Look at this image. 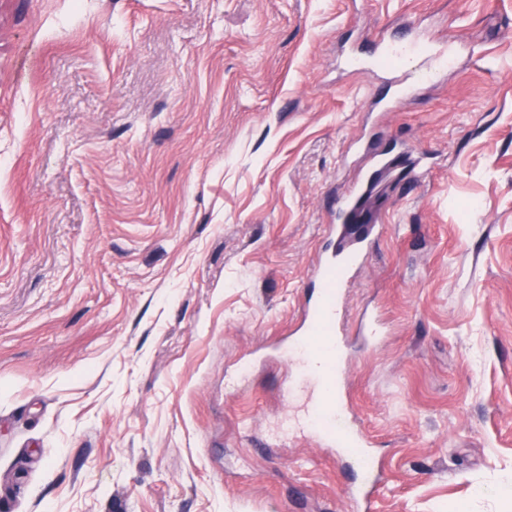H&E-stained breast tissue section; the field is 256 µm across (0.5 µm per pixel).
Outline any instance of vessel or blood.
Segmentation results:
<instances>
[{
  "mask_svg": "<svg viewBox=\"0 0 512 512\" xmlns=\"http://www.w3.org/2000/svg\"><path fill=\"white\" fill-rule=\"evenodd\" d=\"M373 55L387 62V72L395 88L404 94L413 90L416 80H434L456 64L455 54L434 49L431 40L425 38L407 41L382 37L377 40ZM390 167L387 158L375 160L365 178L341 198V223L324 225L323 234L329 249L308 274L316 296L306 303L295 338L283 340L278 348L280 358L296 366L312 389L302 416L287 421L279 436L285 439L297 431H309L324 447L362 449L360 474L354 489L348 493L358 512H369L380 469L375 457L367 452L372 445L369 435L362 423L351 415L341 392L346 356L340 338L337 304L350 285L344 272L345 263L366 255L381 233L378 226L364 225L352 234L347 223L356 217L364 194Z\"/></svg>",
  "mask_w": 512,
  "mask_h": 512,
  "instance_id": "vessel-or-blood-1",
  "label": "vessel or blood"
}]
</instances>
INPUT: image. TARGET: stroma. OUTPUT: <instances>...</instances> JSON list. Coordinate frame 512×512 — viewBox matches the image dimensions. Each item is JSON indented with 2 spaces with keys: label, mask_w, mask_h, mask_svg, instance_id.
<instances>
[{
  "label": "stroma",
  "mask_w": 512,
  "mask_h": 512,
  "mask_svg": "<svg viewBox=\"0 0 512 512\" xmlns=\"http://www.w3.org/2000/svg\"><path fill=\"white\" fill-rule=\"evenodd\" d=\"M415 22L475 56L387 112ZM366 142L372 512H512V0H0V512H353L276 348Z\"/></svg>",
  "instance_id": "1"
}]
</instances>
